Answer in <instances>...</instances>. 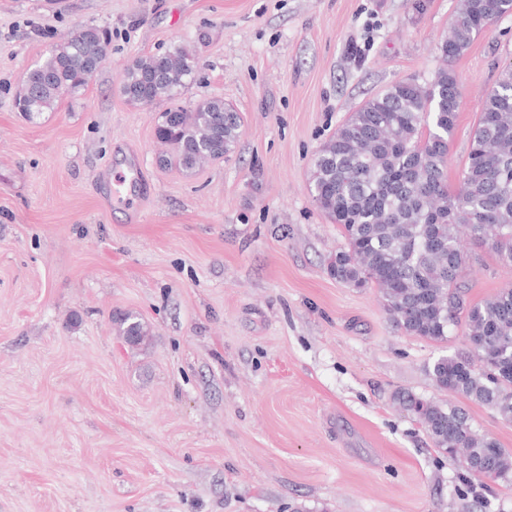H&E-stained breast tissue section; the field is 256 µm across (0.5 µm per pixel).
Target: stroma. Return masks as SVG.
Wrapping results in <instances>:
<instances>
[{
    "label": "stroma",
    "mask_w": 512,
    "mask_h": 512,
    "mask_svg": "<svg viewBox=\"0 0 512 512\" xmlns=\"http://www.w3.org/2000/svg\"><path fill=\"white\" fill-rule=\"evenodd\" d=\"M457 0H0V512H512L395 402L464 407L512 449V419L439 390L468 352L389 319L333 279L345 246L313 202L316 152L367 99L440 69L460 99L458 186L481 101L512 67V16L461 56L437 42ZM110 34L88 86L34 121L29 69L77 26ZM193 52L176 100L121 93L135 59ZM221 98L241 117L224 160L160 167L161 113ZM136 171L129 205L108 176ZM472 302L512 285L487 247ZM151 336L134 346L114 315Z\"/></svg>",
    "instance_id": "obj_1"
}]
</instances>
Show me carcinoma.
<instances>
[{"label":"carcinoma","instance_id":"obj_1","mask_svg":"<svg viewBox=\"0 0 512 512\" xmlns=\"http://www.w3.org/2000/svg\"><path fill=\"white\" fill-rule=\"evenodd\" d=\"M512 15V0H458L448 37L437 50L463 54L498 18ZM109 34L81 26L30 69L16 97L33 119L64 94L84 89L104 64ZM195 61L180 45L134 60L121 91L151 104L181 94ZM458 81L447 69L423 82L400 80L372 96L319 149L309 190L317 207L340 227L346 246L328 263L329 275L352 288H376L393 323L434 343L463 326L482 338V350L442 355L431 375L438 389L512 418V288L472 303L464 282L470 257L459 229L490 247L512 268V68L502 71L483 101L458 188L448 185V148L458 110ZM241 117L221 99L187 111L177 106L159 118L155 137L166 150L163 166L193 171L228 156ZM120 333L139 345L149 331L137 317L118 318ZM398 401L426 430L434 447L462 457L469 474L491 483L512 482V451L469 421L465 409L412 393Z\"/></svg>","mask_w":512,"mask_h":512}]
</instances>
